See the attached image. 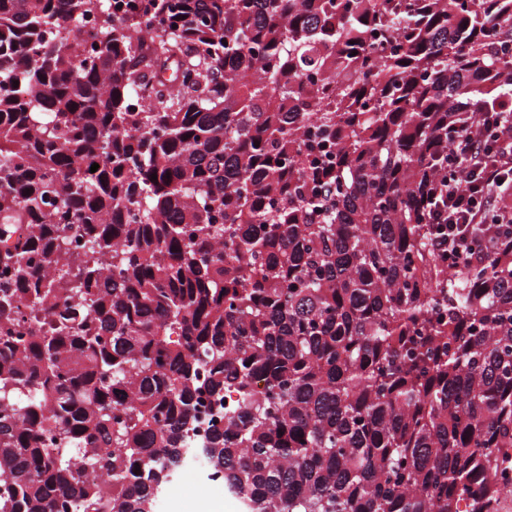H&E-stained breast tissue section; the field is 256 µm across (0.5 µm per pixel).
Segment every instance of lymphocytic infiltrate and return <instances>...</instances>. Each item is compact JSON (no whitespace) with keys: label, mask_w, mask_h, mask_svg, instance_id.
Masks as SVG:
<instances>
[{"label":"lymphocytic infiltrate","mask_w":512,"mask_h":512,"mask_svg":"<svg viewBox=\"0 0 512 512\" xmlns=\"http://www.w3.org/2000/svg\"><path fill=\"white\" fill-rule=\"evenodd\" d=\"M511 177L512 124L501 113H483L478 124L458 136L448 156V175L431 190V221L448 227L436 244L447 252L449 265L473 260L469 229L486 222L501 182Z\"/></svg>","instance_id":"lymphocytic-infiltrate-1"}]
</instances>
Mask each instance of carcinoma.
Here are the masks:
<instances>
[{
	"label": "carcinoma",
	"mask_w": 512,
	"mask_h": 512,
	"mask_svg": "<svg viewBox=\"0 0 512 512\" xmlns=\"http://www.w3.org/2000/svg\"><path fill=\"white\" fill-rule=\"evenodd\" d=\"M511 103L512 0H0V512H143L227 393L250 512H500L512 248L428 189Z\"/></svg>",
	"instance_id": "1"
}]
</instances>
